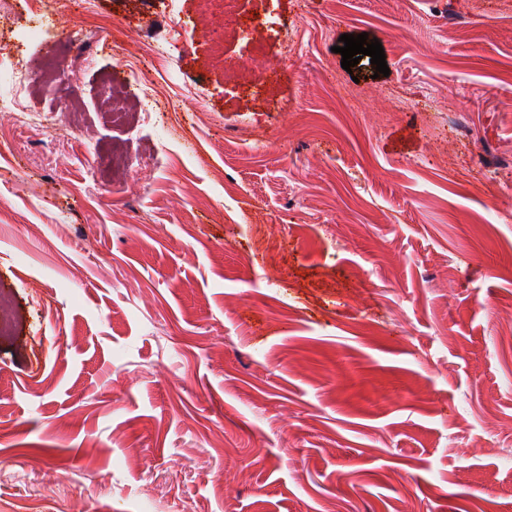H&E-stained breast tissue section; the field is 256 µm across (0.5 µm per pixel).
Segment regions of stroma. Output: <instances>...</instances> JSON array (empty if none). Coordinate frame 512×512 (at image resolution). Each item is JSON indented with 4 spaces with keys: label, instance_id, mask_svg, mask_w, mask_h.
I'll return each mask as SVG.
<instances>
[{
    "label": "stroma",
    "instance_id": "stroma-1",
    "mask_svg": "<svg viewBox=\"0 0 512 512\" xmlns=\"http://www.w3.org/2000/svg\"><path fill=\"white\" fill-rule=\"evenodd\" d=\"M28 4L0 48L30 68ZM267 7L260 100L197 0H56L122 50L89 35L52 92L0 73L43 115H0V512L39 470L40 512H512V0ZM361 33L388 75L342 68ZM217 50L216 54L214 56L215 64L218 69H221L224 73V79H236L243 76H253L255 79H259L263 73V71L266 69V67L261 65H254L253 67L243 66L240 65H229L227 61L224 59V49H223V35L219 36L215 40L214 45ZM267 70L263 73L265 74Z\"/></svg>",
    "mask_w": 512,
    "mask_h": 512
}]
</instances>
